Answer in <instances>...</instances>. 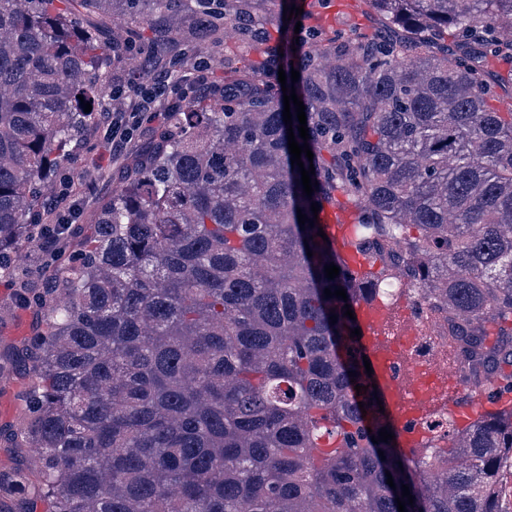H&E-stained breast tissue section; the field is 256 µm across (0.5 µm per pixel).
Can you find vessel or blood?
<instances>
[{
	"label": "vessel or blood",
	"instance_id": "1",
	"mask_svg": "<svg viewBox=\"0 0 512 512\" xmlns=\"http://www.w3.org/2000/svg\"><path fill=\"white\" fill-rule=\"evenodd\" d=\"M321 222L340 261L353 273L364 272L368 264L352 245L350 226L335 207L324 208ZM396 312L394 305L378 298L358 301L356 306L361 343L374 371L372 379L397 435V445L406 457L432 446L424 422L433 414H448L462 427L478 416L512 409V398L506 396L494 402L482 395L469 396L456 370L418 365L411 353L417 329L408 328L399 336L389 333Z\"/></svg>",
	"mask_w": 512,
	"mask_h": 512
}]
</instances>
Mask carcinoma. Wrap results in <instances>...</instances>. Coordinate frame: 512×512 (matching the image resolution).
<instances>
[{
  "instance_id": "1",
  "label": "carcinoma",
  "mask_w": 512,
  "mask_h": 512,
  "mask_svg": "<svg viewBox=\"0 0 512 512\" xmlns=\"http://www.w3.org/2000/svg\"><path fill=\"white\" fill-rule=\"evenodd\" d=\"M62 2L119 11L153 37L102 43ZM370 2L399 41L336 34L293 52L309 139L294 110L290 127L313 153L312 197L281 84L244 66L199 111L167 112L74 231L40 223V200L92 129L117 48H227L251 40L239 20L253 5L0 0V284L33 315L32 335L0 350V383L24 369L21 428L0 443L36 453L30 472H0V512H26L9 493L19 482L51 512H398L404 485L405 512H496L512 416L453 422L452 446L422 458L372 442L392 427L344 306L390 285L376 248L392 242L469 383L512 357V112L489 108L484 82L490 60L512 62V0ZM337 191L353 203V246L382 261L359 284L311 211ZM48 235L47 287L17 286L15 248ZM340 287L347 299L325 297Z\"/></svg>"
}]
</instances>
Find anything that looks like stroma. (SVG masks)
<instances>
[{"instance_id": "obj_1", "label": "stroma", "mask_w": 512, "mask_h": 512, "mask_svg": "<svg viewBox=\"0 0 512 512\" xmlns=\"http://www.w3.org/2000/svg\"><path fill=\"white\" fill-rule=\"evenodd\" d=\"M295 6L301 7L303 13L292 21L288 14ZM252 14L260 19L265 39L252 42L243 54H225L223 45L219 44L209 46L202 55L186 56L174 74L176 90L169 93V101L181 102L186 110H196L212 96L214 89L223 88L225 76L235 68L245 63L259 67L267 40L282 38L290 46L304 45L314 35L337 32L353 41L360 33L374 35L386 28L384 20L371 8L368 0H254ZM170 55V47L162 46L155 49L152 59H124L113 64L108 80L102 86V105L89 136V147L77 149L61 164L43 198L46 223H91L94 210L111 198L133 158L148 147L154 128L153 123L142 121L128 150L113 154L112 115L128 111L129 100L112 96V85L137 75L151 78L156 70L167 67ZM202 58L211 64L207 73L209 86L197 91L193 85L198 79L197 64ZM65 187L70 190L69 207L61 210L54 202Z\"/></svg>"}]
</instances>
